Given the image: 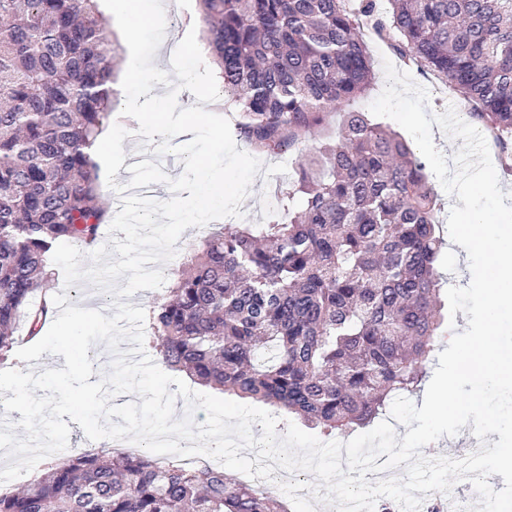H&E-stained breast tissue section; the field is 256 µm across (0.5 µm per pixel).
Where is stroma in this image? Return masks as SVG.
Masks as SVG:
<instances>
[{
    "instance_id": "1",
    "label": "stroma",
    "mask_w": 512,
    "mask_h": 512,
    "mask_svg": "<svg viewBox=\"0 0 512 512\" xmlns=\"http://www.w3.org/2000/svg\"><path fill=\"white\" fill-rule=\"evenodd\" d=\"M164 10L166 14L174 16L175 23L171 26L161 25L159 31L171 38L193 42L198 51L194 63L189 65L182 60L174 63V70L182 74L181 79L174 82L169 81L166 75L159 73L151 75L145 83L129 81L128 75L133 69L148 66L154 61L157 51L156 33L146 32L139 44L128 45L122 36L125 19L111 13L107 14L108 34L121 55L119 67L113 77V111H122L128 103L141 99L150 92L164 90L186 106L194 104L199 95H208V111L228 118L230 123H238L239 112L234 106L229 105L219 79L213 74V61L204 39L198 0H164ZM364 38L372 59L373 80L366 94L355 102V110L368 111L370 104L381 94L387 82L384 65L389 62L398 70L409 73L417 84L429 90L431 112L441 113L451 106L455 108L460 118H467V109L458 90L436 75L418 71L415 66L406 63L393 54L372 31H365ZM236 145L240 150L253 153L254 157L262 163V168L256 175L247 198L240 206L244 214V223L260 227L287 221L289 211L297 209L300 204L299 199L291 195L298 179L295 165L299 154L298 146H286L274 152L261 151L253 149L248 141L241 138L237 139ZM152 150L153 145L150 139L128 138L125 147V166L118 171L115 177L116 184H124L130 180L129 167L138 159L143 161L158 159L163 171L169 177L175 178L182 174L184 164L180 159L171 154L157 158L154 157ZM47 291L51 294L66 293L70 304L80 308L91 301L103 315L110 317L115 313L111 295L83 281L72 287H65L64 276L59 272L49 280Z\"/></svg>"
}]
</instances>
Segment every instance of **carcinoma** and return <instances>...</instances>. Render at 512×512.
<instances>
[{"instance_id":"obj_1","label":"carcinoma","mask_w":512,"mask_h":512,"mask_svg":"<svg viewBox=\"0 0 512 512\" xmlns=\"http://www.w3.org/2000/svg\"><path fill=\"white\" fill-rule=\"evenodd\" d=\"M199 0L224 92L260 148L303 144V208L255 233L206 235L150 310L165 367L296 416L324 434L412 394L448 324L443 244L425 164L349 106L373 76L360 26L457 88L512 154V0ZM99 0H0V361L38 336L62 242L92 246L109 205L88 149L112 114L117 65ZM341 139L308 144L319 114ZM0 512H288L210 464L102 449L60 456Z\"/></svg>"}]
</instances>
